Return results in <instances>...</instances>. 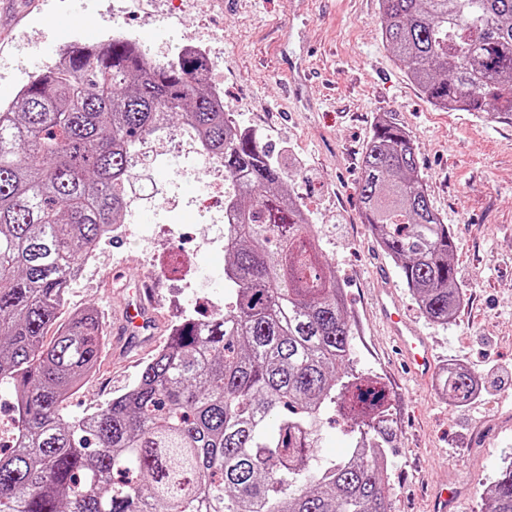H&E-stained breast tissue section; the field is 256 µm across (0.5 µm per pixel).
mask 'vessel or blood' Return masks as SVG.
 Listing matches in <instances>:
<instances>
[{
  "instance_id": "obj_1",
  "label": "vessel or blood",
  "mask_w": 512,
  "mask_h": 512,
  "mask_svg": "<svg viewBox=\"0 0 512 512\" xmlns=\"http://www.w3.org/2000/svg\"><path fill=\"white\" fill-rule=\"evenodd\" d=\"M156 306L155 289L152 284H143L138 288L135 300L127 303L122 311L120 334L130 336L151 330L157 318ZM374 307L402 353L408 372L419 379L428 378L435 369L433 350L426 337L419 335L414 323L403 312L393 290L377 289Z\"/></svg>"
}]
</instances>
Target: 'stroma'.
Returning <instances> with one entry per match:
<instances>
[{
  "label": "stroma",
  "mask_w": 512,
  "mask_h": 512,
  "mask_svg": "<svg viewBox=\"0 0 512 512\" xmlns=\"http://www.w3.org/2000/svg\"><path fill=\"white\" fill-rule=\"evenodd\" d=\"M47 7L58 27L36 12L0 11V103L34 74L38 55L53 59L86 41L87 31L61 29L77 8L98 41L117 25L158 59L187 41L210 51L225 112L258 131L323 238L355 328L358 366L380 376L394 396L396 438L384 468L391 512H432L439 487L456 493L452 512H480L512 449V124L435 110L378 38L377 0H140L134 9L128 0H47ZM383 112L409 132L431 204L455 241L462 305L447 325L418 307L360 217L362 152ZM184 146L171 139L169 154L140 165L127 186L136 202L126 220L157 233L164 263L154 337L136 348L113 340L111 353L65 402L70 417L128 389L181 316L224 310V225L214 219L223 207L212 201V216L201 215L209 177ZM149 253L135 233L102 244L97 268L72 282L58 324L91 306L111 327L131 285L145 279ZM383 269L433 345L437 369L453 363L480 378L471 402L452 406L437 379L417 385L403 375L371 308Z\"/></svg>",
  "instance_id": "35a3bbf8"
}]
</instances>
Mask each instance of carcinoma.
<instances>
[{
	"label": "carcinoma",
	"instance_id": "obj_1",
	"mask_svg": "<svg viewBox=\"0 0 512 512\" xmlns=\"http://www.w3.org/2000/svg\"><path fill=\"white\" fill-rule=\"evenodd\" d=\"M379 37L444 112L512 119V0H378ZM208 61L150 60L138 40L75 42L0 104V387L18 439L0 452V512H389L381 463L391 393L352 359L354 332L321 236L257 133L215 104ZM181 120L224 165V313L186 316L136 382L70 420L95 371L102 322L87 307L43 343L85 253L126 211L140 141ZM363 223L440 325L461 293L453 237L433 209L405 129L380 116L362 153ZM469 401L475 376L438 378ZM351 438L316 454L320 424ZM509 464L481 512H512Z\"/></svg>",
	"mask_w": 512,
	"mask_h": 512
}]
</instances>
